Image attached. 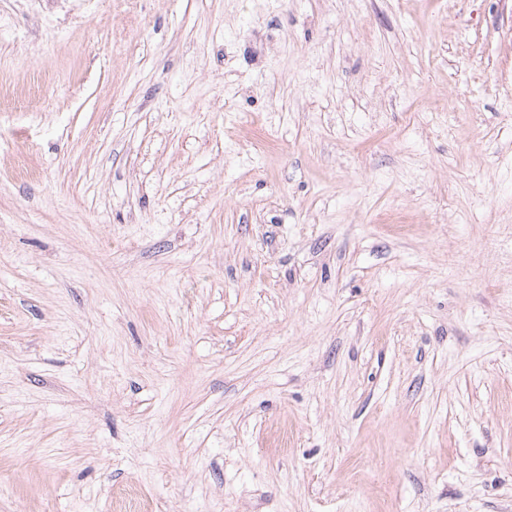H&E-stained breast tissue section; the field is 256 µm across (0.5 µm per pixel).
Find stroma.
<instances>
[{
  "mask_svg": "<svg viewBox=\"0 0 512 512\" xmlns=\"http://www.w3.org/2000/svg\"><path fill=\"white\" fill-rule=\"evenodd\" d=\"M0 27V512H512V0Z\"/></svg>",
  "mask_w": 512,
  "mask_h": 512,
  "instance_id": "stroma-1",
  "label": "stroma"
}]
</instances>
